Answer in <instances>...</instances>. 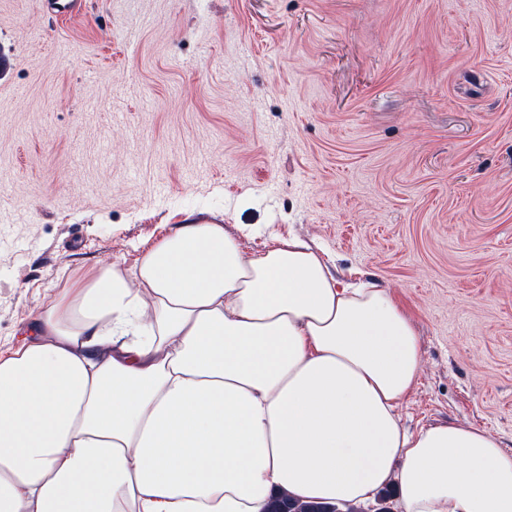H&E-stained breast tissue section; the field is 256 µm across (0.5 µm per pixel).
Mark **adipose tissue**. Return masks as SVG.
Returning a JSON list of instances; mask_svg holds the SVG:
<instances>
[{
  "label": "adipose tissue",
  "instance_id": "1",
  "mask_svg": "<svg viewBox=\"0 0 512 512\" xmlns=\"http://www.w3.org/2000/svg\"><path fill=\"white\" fill-rule=\"evenodd\" d=\"M32 334L0 357V512H266L389 486L400 512H512L496 438L401 425L421 352L391 292L300 238L250 256L186 224L72 280Z\"/></svg>",
  "mask_w": 512,
  "mask_h": 512
}]
</instances>
